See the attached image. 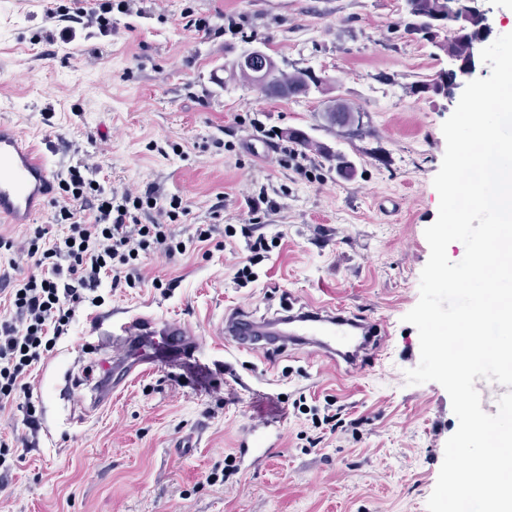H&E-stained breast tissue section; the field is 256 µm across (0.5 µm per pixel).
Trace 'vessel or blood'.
<instances>
[{
	"mask_svg": "<svg viewBox=\"0 0 512 512\" xmlns=\"http://www.w3.org/2000/svg\"><path fill=\"white\" fill-rule=\"evenodd\" d=\"M55 175L48 167L45 151L26 145L12 126L0 124V219L12 224L31 223L52 191ZM288 324L277 336L262 332L263 324L251 316L237 313L226 316L220 333L226 346L238 351H252V338H263L265 344L306 345L330 360H344L360 366L367 358L380 356L383 344L380 327L363 315H348L346 308L327 310L321 307L301 309L289 314ZM112 342L122 349L121 356L101 360V383L90 407L98 409L121 391L130 378L153 371L154 359L143 349L145 341L153 345L176 346L193 352L201 345L184 323L161 322L137 314L112 322Z\"/></svg>",
	"mask_w": 512,
	"mask_h": 512,
	"instance_id": "vessel-or-blood-1",
	"label": "vessel or blood"
}]
</instances>
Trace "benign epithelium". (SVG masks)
<instances>
[{"mask_svg":"<svg viewBox=\"0 0 512 512\" xmlns=\"http://www.w3.org/2000/svg\"><path fill=\"white\" fill-rule=\"evenodd\" d=\"M493 32L490 10L483 8L480 0H459L455 33L460 36L463 54L448 55V70L445 74L450 80L441 92L443 98L454 101L462 94L468 82L484 72L480 53L492 42ZM224 72L229 80L239 76L246 78L264 97L271 93L278 96L308 95L314 89L323 90L330 83V79L318 75L302 82L284 79L273 56L264 47L257 45L245 47L231 64L224 66Z\"/></svg>","mask_w":512,"mask_h":512,"instance_id":"1","label":"benign epithelium"}]
</instances>
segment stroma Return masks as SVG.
I'll use <instances>...</instances> for the list:
<instances>
[{"label": "stroma", "instance_id": "1", "mask_svg": "<svg viewBox=\"0 0 512 512\" xmlns=\"http://www.w3.org/2000/svg\"><path fill=\"white\" fill-rule=\"evenodd\" d=\"M63 2L0 0V122L48 143L54 173L96 164L106 188L151 185L189 210L171 223L146 208L142 223L169 224L179 240L204 224L212 237L182 255L143 256L144 285L102 286V305L81 308L32 367L38 431L16 408L0 410V438L28 440L0 473V512H427L458 419L439 383L407 384L420 344L403 317L419 301L454 111L416 86L447 69V55L408 31L405 0H112L105 33L54 13ZM250 43L329 85L269 99L243 80L215 84L213 70ZM329 98L361 111L366 137L326 120ZM286 128L308 136L302 169L283 154ZM251 222L279 245L241 288L233 276L248 240L225 231ZM340 304L386 325L376 362L217 348L231 312ZM123 312L181 321L206 350L156 352L154 372L91 413L89 387L66 381L92 366L85 342L101 352L112 343L89 335L91 324ZM324 407L345 422L331 435L309 415ZM252 427L275 450L225 475Z\"/></svg>", "mask_w": 512, "mask_h": 512}]
</instances>
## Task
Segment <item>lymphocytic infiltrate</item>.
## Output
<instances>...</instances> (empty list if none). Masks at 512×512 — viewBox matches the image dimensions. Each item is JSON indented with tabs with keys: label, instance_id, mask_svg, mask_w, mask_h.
<instances>
[{
	"label": "lymphocytic infiltrate",
	"instance_id": "f902f5d3",
	"mask_svg": "<svg viewBox=\"0 0 512 512\" xmlns=\"http://www.w3.org/2000/svg\"><path fill=\"white\" fill-rule=\"evenodd\" d=\"M60 199L54 200L53 224L30 225L23 241L0 237V251L10 254V267L26 261L27 274L0 278V407L16 404L22 422L36 430L35 406L28 401L29 368L52 352L67 333L78 310L102 301V284L132 288L142 277L141 254L156 250L167 256L186 252L167 223L187 214L181 199L171 198L164 224L141 223L144 204L158 201L154 187L143 193L117 194L95 185L88 164L69 167L61 175ZM65 227L56 235L54 226Z\"/></svg>",
	"mask_w": 512,
	"mask_h": 512
}]
</instances>
